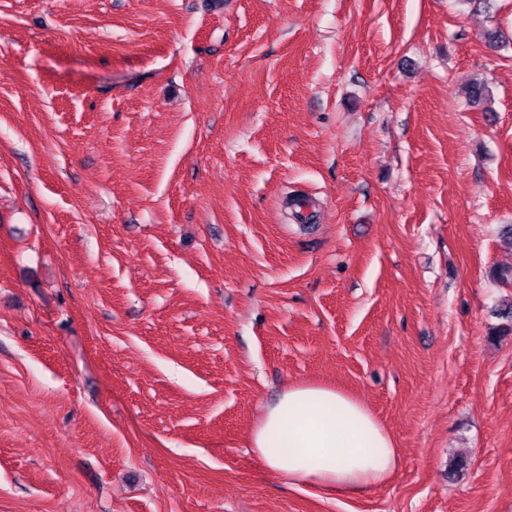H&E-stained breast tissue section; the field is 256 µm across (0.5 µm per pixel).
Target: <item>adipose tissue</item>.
<instances>
[{"label": "adipose tissue", "instance_id": "ef3b65f1", "mask_svg": "<svg viewBox=\"0 0 512 512\" xmlns=\"http://www.w3.org/2000/svg\"><path fill=\"white\" fill-rule=\"evenodd\" d=\"M263 468L330 497H358L393 474L397 449L358 399L335 388L288 385L263 405L250 437Z\"/></svg>", "mask_w": 512, "mask_h": 512}]
</instances>
